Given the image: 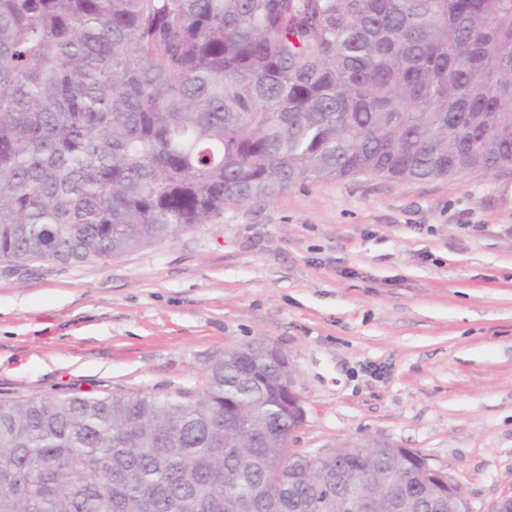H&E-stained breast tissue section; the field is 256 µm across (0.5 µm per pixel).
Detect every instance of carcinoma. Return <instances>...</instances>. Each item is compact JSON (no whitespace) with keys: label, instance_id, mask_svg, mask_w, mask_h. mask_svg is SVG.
<instances>
[{"label":"carcinoma","instance_id":"carcinoma-1","mask_svg":"<svg viewBox=\"0 0 512 512\" xmlns=\"http://www.w3.org/2000/svg\"><path fill=\"white\" fill-rule=\"evenodd\" d=\"M512 168V0H0V259L105 262L304 181ZM263 351L194 399L0 400V512H348L420 455L285 452Z\"/></svg>","mask_w":512,"mask_h":512}]
</instances>
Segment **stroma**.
Returning <instances> with one entry per match:
<instances>
[{"mask_svg": "<svg viewBox=\"0 0 512 512\" xmlns=\"http://www.w3.org/2000/svg\"><path fill=\"white\" fill-rule=\"evenodd\" d=\"M257 340L297 373L290 451L390 442L492 512L512 495V170L305 181L104 262H0V400H189L212 353Z\"/></svg>", "mask_w": 512, "mask_h": 512, "instance_id": "35a3bbf8", "label": "stroma"}]
</instances>
